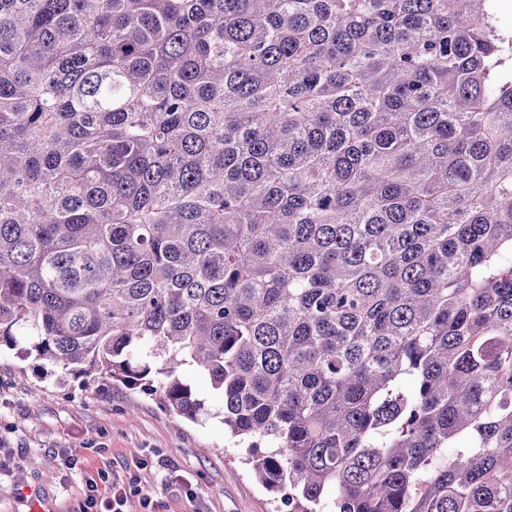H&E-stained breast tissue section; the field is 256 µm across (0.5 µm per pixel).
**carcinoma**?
<instances>
[{
    "instance_id": "1",
    "label": "carcinoma",
    "mask_w": 512,
    "mask_h": 512,
    "mask_svg": "<svg viewBox=\"0 0 512 512\" xmlns=\"http://www.w3.org/2000/svg\"><path fill=\"white\" fill-rule=\"evenodd\" d=\"M208 413L288 512H512L495 0H0V348Z\"/></svg>"
}]
</instances>
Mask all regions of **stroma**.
I'll use <instances>...</instances> for the list:
<instances>
[{
  "label": "stroma",
  "mask_w": 512,
  "mask_h": 512,
  "mask_svg": "<svg viewBox=\"0 0 512 512\" xmlns=\"http://www.w3.org/2000/svg\"><path fill=\"white\" fill-rule=\"evenodd\" d=\"M209 417L192 421L160 409L154 397L35 358L0 352V512H79L89 479L107 472L102 495L137 477L127 512H274L241 451L229 447L220 395L193 378ZM79 462L67 468L63 452ZM150 506H143V499Z\"/></svg>",
  "instance_id": "1"
}]
</instances>
